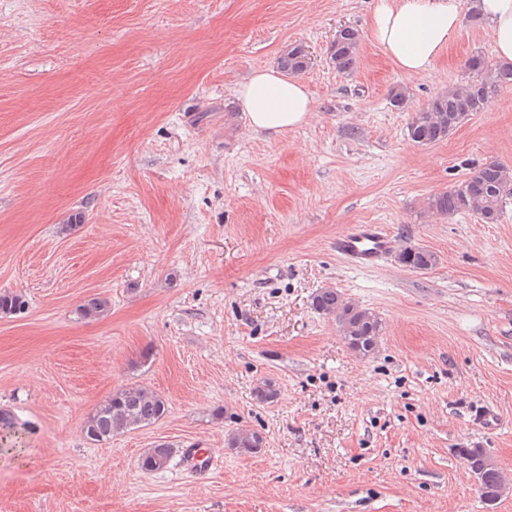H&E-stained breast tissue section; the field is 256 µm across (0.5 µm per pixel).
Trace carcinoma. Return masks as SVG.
I'll use <instances>...</instances> for the list:
<instances>
[{
	"label": "carcinoma",
	"instance_id": "1",
	"mask_svg": "<svg viewBox=\"0 0 512 512\" xmlns=\"http://www.w3.org/2000/svg\"><path fill=\"white\" fill-rule=\"evenodd\" d=\"M361 36L353 27L345 26L336 32L330 45V61L337 72L352 74L359 65ZM279 65L291 74H301L310 65L308 51L301 44L288 47L279 58ZM467 67L476 75L475 82L453 87L436 95L426 107L414 113L408 126L410 139L421 146L442 141L475 112H482L500 89L512 86V68L488 63L480 55L467 61ZM512 187V168L490 162L475 167L460 183L439 192L428 199L427 209L441 216L471 213L485 224L496 223L504 204L512 198L504 189ZM402 266L428 270L437 263L433 252L406 245L395 253ZM28 300L20 290L0 292V315L11 316L25 313ZM313 307L324 315H333L342 336H379L381 319L366 308H360L343 299L334 288H322L313 298ZM109 308L103 297L94 296L79 306L85 319H97ZM278 396L276 384L262 381L256 388V398L261 403H271ZM168 411L167 400L144 385H128L113 391L112 395L97 405L84 421L83 431L88 441L102 444L112 436L133 429L149 426L162 419ZM229 445L242 453H257L263 447V437L251 430H239L232 434ZM177 453L169 443H158L147 449L138 465L145 472H158L168 468ZM461 454L483 487L495 486L502 478L494 467L485 466L487 456L481 448H463Z\"/></svg>",
	"mask_w": 512,
	"mask_h": 512
}]
</instances>
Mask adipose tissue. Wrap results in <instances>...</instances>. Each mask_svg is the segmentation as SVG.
<instances>
[{
    "mask_svg": "<svg viewBox=\"0 0 512 512\" xmlns=\"http://www.w3.org/2000/svg\"><path fill=\"white\" fill-rule=\"evenodd\" d=\"M475 7L493 33L499 65L512 67V0H477ZM460 21L459 0H377L368 36L400 72L420 75L448 48ZM235 96L258 133L300 127L313 111L304 84L272 67L253 72Z\"/></svg>",
    "mask_w": 512,
    "mask_h": 512,
    "instance_id": "obj_1",
    "label": "adipose tissue"
}]
</instances>
